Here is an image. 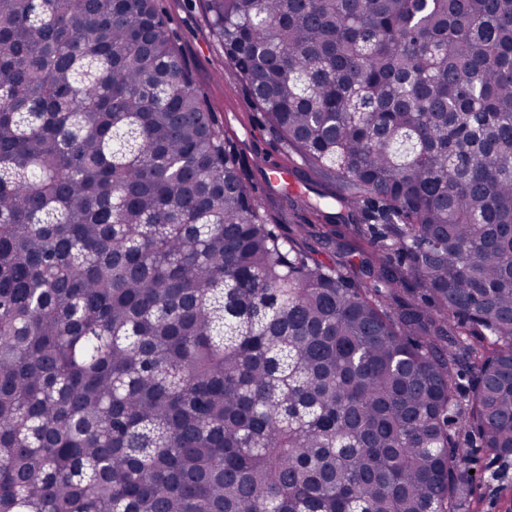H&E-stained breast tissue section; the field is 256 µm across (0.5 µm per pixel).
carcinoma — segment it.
<instances>
[{
	"label": "carcinoma",
	"instance_id": "carcinoma-1",
	"mask_svg": "<svg viewBox=\"0 0 512 512\" xmlns=\"http://www.w3.org/2000/svg\"><path fill=\"white\" fill-rule=\"evenodd\" d=\"M207 2L318 177L297 238L159 0H0V512H470L512 466V0Z\"/></svg>",
	"mask_w": 512,
	"mask_h": 512
}]
</instances>
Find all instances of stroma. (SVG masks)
Returning a JSON list of instances; mask_svg holds the SVG:
<instances>
[{
    "mask_svg": "<svg viewBox=\"0 0 512 512\" xmlns=\"http://www.w3.org/2000/svg\"><path fill=\"white\" fill-rule=\"evenodd\" d=\"M171 19L176 43L201 90L207 108L215 112L220 126L233 132L241 159L255 192L268 209L281 234H289L295 223L281 216L263 175L273 165L285 162L286 146L265 120L236 72L224 64V51L215 38L207 0H161ZM472 512H512V492L499 490L484 472L482 462L474 464Z\"/></svg>",
    "mask_w": 512,
    "mask_h": 512,
    "instance_id": "obj_1",
    "label": "stroma"
}]
</instances>
